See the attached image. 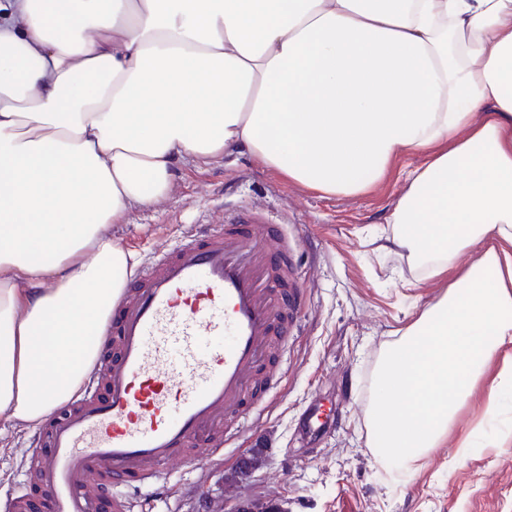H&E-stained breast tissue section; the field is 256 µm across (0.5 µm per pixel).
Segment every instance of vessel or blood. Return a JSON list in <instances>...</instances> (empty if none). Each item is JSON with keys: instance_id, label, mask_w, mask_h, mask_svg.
Instances as JSON below:
<instances>
[{"instance_id": "1", "label": "vessel or blood", "mask_w": 512, "mask_h": 512, "mask_svg": "<svg viewBox=\"0 0 512 512\" xmlns=\"http://www.w3.org/2000/svg\"><path fill=\"white\" fill-rule=\"evenodd\" d=\"M288 235L259 212L203 224L155 252L94 335L81 398L35 442L50 512H135L167 470L220 455L264 402L256 373L287 343Z\"/></svg>"}]
</instances>
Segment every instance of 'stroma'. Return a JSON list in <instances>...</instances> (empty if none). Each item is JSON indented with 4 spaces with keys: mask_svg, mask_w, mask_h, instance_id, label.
<instances>
[{
    "mask_svg": "<svg viewBox=\"0 0 512 512\" xmlns=\"http://www.w3.org/2000/svg\"><path fill=\"white\" fill-rule=\"evenodd\" d=\"M420 157L397 160L367 193L326 196L288 182L245 153L176 166L167 198L134 208L112 225L121 246L149 257L196 224L262 210L287 227L296 280L305 296L294 316L285 361L257 414L224 454L200 468L173 470L142 496L138 512H232L241 500L288 512H512V395L495 418L485 413L494 358L452 430L412 470L385 468L368 423L377 376L391 345L441 300L457 268L428 278L429 263L388 247V217ZM33 429L0 419V507L28 491ZM264 465L231 481L248 449Z\"/></svg>",
    "mask_w": 512,
    "mask_h": 512,
    "instance_id": "1",
    "label": "stroma"
}]
</instances>
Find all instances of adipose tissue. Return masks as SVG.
<instances>
[{
  "instance_id": "obj_1",
  "label": "adipose tissue",
  "mask_w": 512,
  "mask_h": 512,
  "mask_svg": "<svg viewBox=\"0 0 512 512\" xmlns=\"http://www.w3.org/2000/svg\"><path fill=\"white\" fill-rule=\"evenodd\" d=\"M235 151L357 195L423 162L392 243L473 255L388 351L370 416L415 467L501 357L512 389V0H0V417L81 390L136 263L110 227ZM52 366L53 380L43 376Z\"/></svg>"
}]
</instances>
